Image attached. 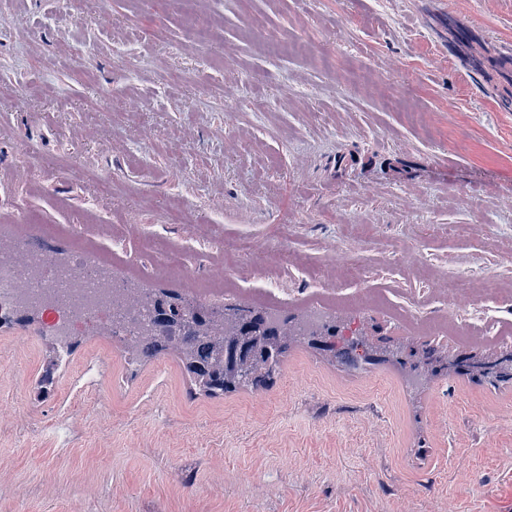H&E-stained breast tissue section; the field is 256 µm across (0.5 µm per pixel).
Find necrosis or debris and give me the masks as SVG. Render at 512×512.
I'll return each instance as SVG.
<instances>
[{"label": "necrosis or debris", "instance_id": "necrosis-or-debris-1", "mask_svg": "<svg viewBox=\"0 0 512 512\" xmlns=\"http://www.w3.org/2000/svg\"><path fill=\"white\" fill-rule=\"evenodd\" d=\"M96 225L42 226L40 233L12 234L7 249H0V302L39 305L55 319L53 330L57 352H64L76 328L108 314L117 336L127 338L137 323L150 319L144 307L133 302L126 281L112 270V260L101 253L94 239ZM69 235L71 254L67 265L54 263L37 248V241H58ZM394 326L403 336H459L469 341L503 344L512 341V321L498 322L493 336H486L468 319H441L415 315L399 307L392 311Z\"/></svg>", "mask_w": 512, "mask_h": 512}]
</instances>
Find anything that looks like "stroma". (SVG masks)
I'll list each match as a JSON object with an SVG mask.
<instances>
[{
	"instance_id": "stroma-1",
	"label": "stroma",
	"mask_w": 512,
	"mask_h": 512,
	"mask_svg": "<svg viewBox=\"0 0 512 512\" xmlns=\"http://www.w3.org/2000/svg\"><path fill=\"white\" fill-rule=\"evenodd\" d=\"M448 16L512 52V0H0V89L27 91L0 101V229L110 225L125 278L216 284L221 305L386 291L364 324L429 311L427 269L512 281V107L461 65ZM145 239L182 270L154 274ZM227 242L242 251L213 265ZM50 346L43 321L0 328V512H512L511 385L416 401L396 370L296 349L268 389L208 398L97 331L43 394Z\"/></svg>"
}]
</instances>
